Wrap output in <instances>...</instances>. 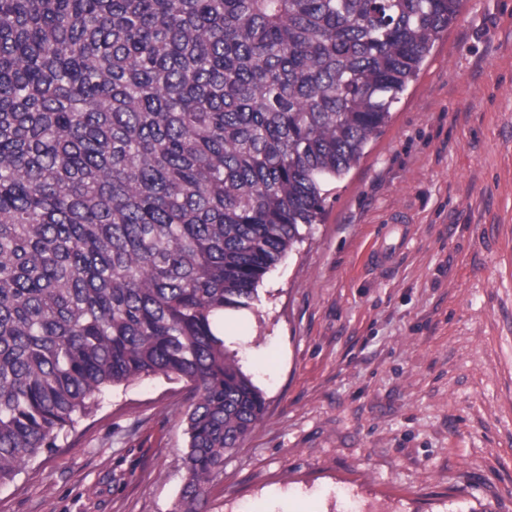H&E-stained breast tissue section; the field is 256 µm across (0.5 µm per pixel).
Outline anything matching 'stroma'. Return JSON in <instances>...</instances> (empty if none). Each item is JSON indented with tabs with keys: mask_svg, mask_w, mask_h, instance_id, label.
Instances as JSON below:
<instances>
[{
	"mask_svg": "<svg viewBox=\"0 0 512 512\" xmlns=\"http://www.w3.org/2000/svg\"><path fill=\"white\" fill-rule=\"evenodd\" d=\"M258 292L224 342L265 411L206 512H512V0H465ZM191 396L105 391L0 512H173Z\"/></svg>",
	"mask_w": 512,
	"mask_h": 512,
	"instance_id": "obj_1",
	"label": "stroma"
}]
</instances>
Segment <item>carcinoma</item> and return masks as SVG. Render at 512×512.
I'll return each mask as SVG.
<instances>
[{
	"mask_svg": "<svg viewBox=\"0 0 512 512\" xmlns=\"http://www.w3.org/2000/svg\"><path fill=\"white\" fill-rule=\"evenodd\" d=\"M463 0H0V485L107 389L191 384L175 512L264 398L248 310Z\"/></svg>",
	"mask_w": 512,
	"mask_h": 512,
	"instance_id": "obj_1",
	"label": "carcinoma"
}]
</instances>
